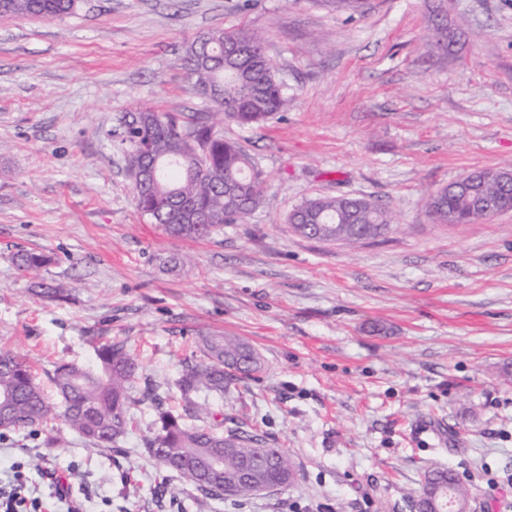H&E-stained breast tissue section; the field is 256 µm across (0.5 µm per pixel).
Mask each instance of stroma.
<instances>
[{"label":"stroma","instance_id":"obj_1","mask_svg":"<svg viewBox=\"0 0 512 512\" xmlns=\"http://www.w3.org/2000/svg\"><path fill=\"white\" fill-rule=\"evenodd\" d=\"M263 34L287 111L224 124L262 173L259 206L202 240L175 239L137 206L120 144L138 106L213 111L185 64L195 36ZM512 166V0H82L76 15H0V350L41 380L92 368L124 342L172 386L204 336H234L252 377L209 396L216 422L274 436L298 470L284 489L205 499L143 448V407L118 448L60 421V446L21 434L72 473L85 512H409L428 467L467 478L480 512H512V211L440 224L430 195L476 168ZM378 200L395 228L357 245L299 235L303 200ZM49 256L37 277L14 253ZM63 285L67 299L31 292Z\"/></svg>","mask_w":512,"mask_h":512}]
</instances>
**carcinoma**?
Segmentation results:
<instances>
[{"label":"carcinoma","instance_id":"obj_1","mask_svg":"<svg viewBox=\"0 0 512 512\" xmlns=\"http://www.w3.org/2000/svg\"><path fill=\"white\" fill-rule=\"evenodd\" d=\"M79 0H0V15L53 19L74 13ZM264 37L245 29L216 30L195 38L187 48L190 77L216 111L190 116L143 107L124 122L129 171L145 162L157 169L155 179L134 183L140 212L169 236L204 239L224 223L244 220L259 204L260 172L238 142L224 139L213 117L240 126L261 123L288 108V98L276 78L264 48ZM498 196L509 204L506 185L469 183L462 176L436 194L427 206L440 224L448 216L481 218L477 195ZM300 234L324 241L358 243L392 229L391 213L367 198L315 197L304 200L288 216ZM12 262L27 274L48 264L47 256L20 250ZM201 358L188 363L174 386L185 410L197 407L202 393L224 394L239 377L255 370L252 349L230 336H208ZM97 367L58 364L53 373L58 401L51 400L29 362L0 351V438L26 432L37 436L57 416L95 448H114L132 426L135 405H148L157 414L156 428L143 442L147 453L178 474L207 498L227 496L246 500L268 489L292 484L293 466L277 442L239 426L225 430L187 425L164 408L165 398L140 383L139 365L122 342L110 340L95 349ZM222 460V480L207 475L212 458ZM470 496L466 482L443 467L429 470L413 506L429 512L448 508V501Z\"/></svg>","mask_w":512,"mask_h":512}]
</instances>
